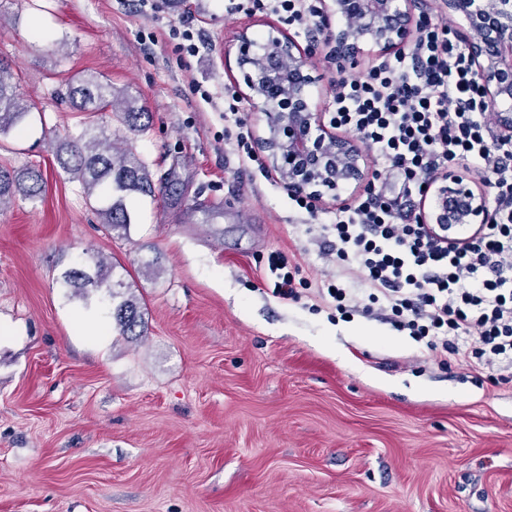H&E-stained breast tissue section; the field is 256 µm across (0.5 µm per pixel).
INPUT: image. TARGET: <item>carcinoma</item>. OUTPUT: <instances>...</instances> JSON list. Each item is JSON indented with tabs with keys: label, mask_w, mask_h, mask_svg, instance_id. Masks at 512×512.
Returning <instances> with one entry per match:
<instances>
[{
	"label": "carcinoma",
	"mask_w": 512,
	"mask_h": 512,
	"mask_svg": "<svg viewBox=\"0 0 512 512\" xmlns=\"http://www.w3.org/2000/svg\"><path fill=\"white\" fill-rule=\"evenodd\" d=\"M65 98L86 117L58 145L57 161L64 172L82 183L88 197L103 202L98 213L106 227L125 228L131 224L125 198L153 197L156 187L146 161L131 149L112 147V132L99 122L97 115L118 113L122 124L135 135L148 127L149 113L138 106L135 98L92 74L72 80ZM34 108L33 100L19 91L10 67L0 62V133L19 125ZM16 191L31 200L41 197L40 171L32 167L23 171L0 167V207L11 201ZM60 284L69 289L71 296L82 299L89 298L94 291H104V297L113 303L112 318L120 335L134 338L146 334L138 299L122 292L126 284L121 279H112V265L103 256L85 252L77 266L62 273Z\"/></svg>",
	"instance_id": "cac0c4a2"
}]
</instances>
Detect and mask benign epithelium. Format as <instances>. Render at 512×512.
I'll list each match as a JSON object with an SVG mask.
<instances>
[{
	"label": "benign epithelium",
	"mask_w": 512,
	"mask_h": 512,
	"mask_svg": "<svg viewBox=\"0 0 512 512\" xmlns=\"http://www.w3.org/2000/svg\"><path fill=\"white\" fill-rule=\"evenodd\" d=\"M448 14L464 20L461 34L477 72L486 105L496 112L500 132L512 137V0H442ZM319 26L326 31L329 56L340 68L369 46L379 52L401 48L426 26L408 0H319ZM354 18L332 26L333 18ZM237 65L244 96L262 115L265 136L260 146L270 167L288 191L318 202L324 194L367 187L365 159L359 143L332 132L309 97L316 81L310 51L291 36L271 28L258 43L248 29L238 31ZM431 192L419 222L446 234L459 224L492 220L484 189L455 171L436 174L425 183Z\"/></svg>",
	"instance_id": "1"
}]
</instances>
